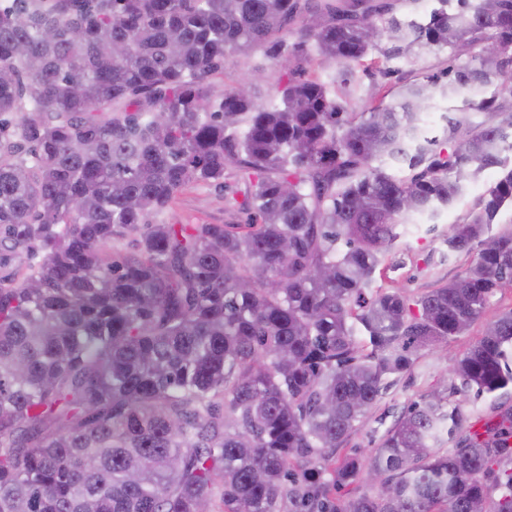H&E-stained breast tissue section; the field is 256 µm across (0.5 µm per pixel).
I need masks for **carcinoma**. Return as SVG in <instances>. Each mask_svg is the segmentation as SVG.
<instances>
[{"label": "carcinoma", "instance_id": "cac0c4a2", "mask_svg": "<svg viewBox=\"0 0 512 512\" xmlns=\"http://www.w3.org/2000/svg\"><path fill=\"white\" fill-rule=\"evenodd\" d=\"M438 2L410 20L382 0L0 3V251L42 256L0 276V512H512V407L479 431L423 397L373 450L368 492L347 490L356 458L326 454L412 349L512 284V225L491 233L511 167L448 232L450 255L480 245L473 264L414 302L371 291L408 227L512 151V0ZM383 40L386 58H471L352 112L357 88H331L378 68ZM261 49L276 100L210 83ZM436 97L462 105L430 137ZM230 168L260 223L155 221ZM131 232L138 255L109 257ZM452 370L478 396L512 389V309Z\"/></svg>", "mask_w": 512, "mask_h": 512}]
</instances>
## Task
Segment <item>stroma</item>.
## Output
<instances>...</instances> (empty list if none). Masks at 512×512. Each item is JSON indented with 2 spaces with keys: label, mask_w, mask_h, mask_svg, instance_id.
<instances>
[{
  "label": "stroma",
  "mask_w": 512,
  "mask_h": 512,
  "mask_svg": "<svg viewBox=\"0 0 512 512\" xmlns=\"http://www.w3.org/2000/svg\"><path fill=\"white\" fill-rule=\"evenodd\" d=\"M447 65V53L420 52L384 61L378 72H367L361 66H354V80L366 86L384 85L386 98L391 101L404 81L425 80L426 76L439 73ZM244 75L250 76L258 95L266 99L272 96L274 75L269 61L259 51L248 57L227 55L223 73L214 75L212 81L215 85L226 86ZM493 180L494 175L489 172L472 184L438 219L435 231H428L421 225L401 237L377 269L374 288H397L415 300L472 263L475 255L471 252L441 261L443 239L452 224L461 222L474 209L479 196ZM243 200L244 184L237 171L233 170L223 186L198 184L183 190L160 219L168 224H242L247 219L238 208ZM511 309L512 286H508L492 297L482 320L475 322L467 332L415 352L411 369L398 377L366 412L357 430L338 448V455L357 456L361 467H368L373 448L377 447L397 416L410 404L420 401L424 394L437 388L447 390L451 404L462 408L475 421L489 413L492 406H512V391L498 398L486 396L478 399L473 393L462 390L450 367L451 359L463 357L477 343L485 321Z\"/></svg>",
  "instance_id": "1"
}]
</instances>
